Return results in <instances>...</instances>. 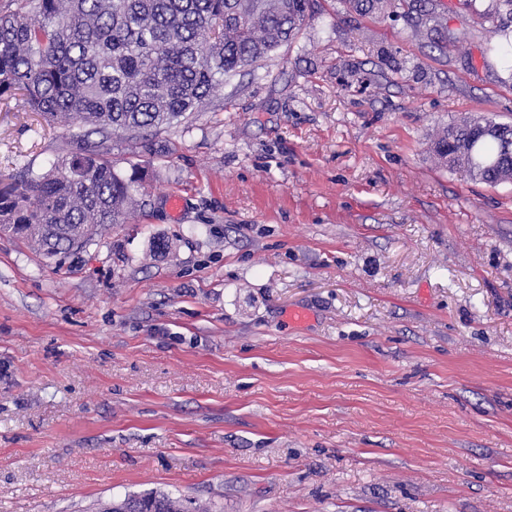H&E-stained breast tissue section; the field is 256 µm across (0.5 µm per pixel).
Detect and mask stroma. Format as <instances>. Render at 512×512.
Wrapping results in <instances>:
<instances>
[{
    "mask_svg": "<svg viewBox=\"0 0 512 512\" xmlns=\"http://www.w3.org/2000/svg\"><path fill=\"white\" fill-rule=\"evenodd\" d=\"M313 10L152 143L112 134L125 223L51 259L0 234V512H512V182L428 149L512 122L483 53L512 10ZM75 149L0 105V176ZM102 512H212V506L164 493L129 495L105 504Z\"/></svg>",
    "mask_w": 512,
    "mask_h": 512,
    "instance_id": "obj_1",
    "label": "stroma"
}]
</instances>
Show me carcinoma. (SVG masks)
Here are the masks:
<instances>
[{"label": "carcinoma", "instance_id": "obj_1", "mask_svg": "<svg viewBox=\"0 0 512 512\" xmlns=\"http://www.w3.org/2000/svg\"><path fill=\"white\" fill-rule=\"evenodd\" d=\"M0 15V102L18 100L45 122H62L80 142L50 169L0 180V232L46 258L85 246L125 222L137 179L115 171V131L158 133L201 111L224 77L272 56L312 17L313 0H16ZM432 0H348L382 14L407 6L430 14ZM100 136L97 142L89 136ZM512 125L463 119L442 127L436 156L490 185L512 180L503 142ZM101 512H212L164 493L129 495Z\"/></svg>", "mask_w": 512, "mask_h": 512}]
</instances>
